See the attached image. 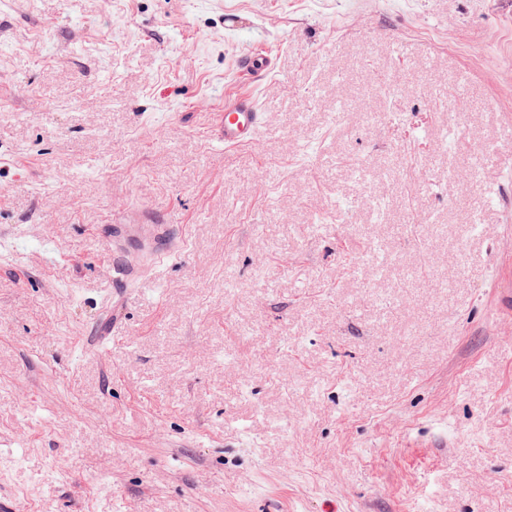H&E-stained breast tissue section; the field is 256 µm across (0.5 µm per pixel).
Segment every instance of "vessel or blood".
I'll use <instances>...</instances> for the list:
<instances>
[{"instance_id":"vessel-or-blood-1","label":"vessel or blood","mask_w":512,"mask_h":512,"mask_svg":"<svg viewBox=\"0 0 512 512\" xmlns=\"http://www.w3.org/2000/svg\"><path fill=\"white\" fill-rule=\"evenodd\" d=\"M272 59L261 52L242 57L240 75L257 80L267 76ZM263 125V112L254 94L225 96L214 133L225 148L256 145ZM112 252V305L120 307L127 291L141 287L146 276L155 274L184 246V234L172 224H116L107 236Z\"/></svg>"}]
</instances>
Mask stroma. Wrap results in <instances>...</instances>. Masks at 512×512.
Segmentation results:
<instances>
[{
	"mask_svg": "<svg viewBox=\"0 0 512 512\" xmlns=\"http://www.w3.org/2000/svg\"><path fill=\"white\" fill-rule=\"evenodd\" d=\"M509 151L512 0H0V500L512 512ZM130 208L186 246L100 342ZM238 70L240 75L256 81L257 78L267 76L272 70V59L261 52H253L239 60ZM263 116L254 94L224 96V111L217 114L215 136L224 143V149L254 147L263 125Z\"/></svg>",
	"mask_w": 512,
	"mask_h": 512,
	"instance_id": "obj_1",
	"label": "stroma"
}]
</instances>
